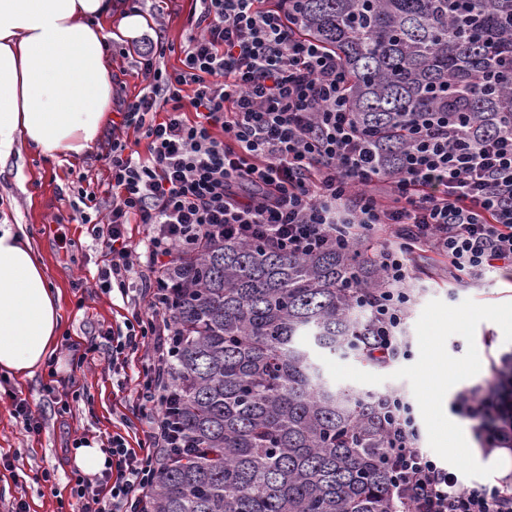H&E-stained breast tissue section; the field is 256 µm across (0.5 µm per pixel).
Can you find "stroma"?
Listing matches in <instances>:
<instances>
[{"instance_id": "35a3bbf8", "label": "stroma", "mask_w": 512, "mask_h": 512, "mask_svg": "<svg viewBox=\"0 0 512 512\" xmlns=\"http://www.w3.org/2000/svg\"><path fill=\"white\" fill-rule=\"evenodd\" d=\"M195 0H112L116 30L107 46L112 64V104L132 100L146 81L132 51V35L120 30L122 18L136 14L141 33H150L154 13H162V37L168 46L162 67H178L181 49L193 32L189 22ZM112 141L104 127L96 144L83 156L51 157L35 149L0 163V220L22 224L48 277L60 291L63 323L60 346L51 364L32 376L4 380L0 377V512H11L26 501L30 512H76L77 500L71 450L75 443L94 442L106 447L113 432L125 431L135 397L131 375L113 374L110 350L100 345L86 353L89 340L102 330L122 325L126 307L118 291L102 292L94 285L106 258L87 225L67 223L68 198L84 188L104 197L102 155ZM415 277L422 287L408 320L412 338L410 355L377 368L354 357L318 353L317 360L329 382L339 388L366 393L391 389L405 392L422 437V448L449 463L463 482H487L497 472L477 464L471 454L448 448L439 426L454 419L453 398L430 405L422 383L425 364L438 358L458 370L456 388L482 382L489 374L483 339H495V350L512 348V274L487 273L470 281L449 278L446 260L418 252L413 256ZM68 395L69 412L62 413L46 401L48 390ZM26 399L40 411V433L26 434L11 406L10 394Z\"/></svg>"}]
</instances>
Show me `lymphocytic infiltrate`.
I'll return each instance as SVG.
<instances>
[{"mask_svg": "<svg viewBox=\"0 0 512 512\" xmlns=\"http://www.w3.org/2000/svg\"><path fill=\"white\" fill-rule=\"evenodd\" d=\"M198 2L178 68H161L162 41L141 39L148 85L112 126L108 199L84 190L69 204L70 222L90 225L107 258L97 283L129 299L112 369L139 355L136 399L147 425L146 453L113 435L105 470L76 478L80 512H141L160 461L188 445L166 378L181 331L165 300L175 260L207 234L291 255L366 245L388 283L366 342L379 365L410 354L415 252L447 258L458 279L512 272V134L475 146L444 113L429 112L412 123L399 169L387 175L354 120L335 53L295 38L264 0ZM130 128L147 140L146 156L120 139ZM132 224L144 230L143 252L130 244ZM380 410V460L397 512H512V477L463 483L422 448L404 395L387 393ZM455 410L472 420L484 454L512 451L511 352L492 361L485 384L457 394Z\"/></svg>", "mask_w": 512, "mask_h": 512, "instance_id": "f902f5d3", "label": "lymphocytic infiltrate"}]
</instances>
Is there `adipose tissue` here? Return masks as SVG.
I'll return each instance as SVG.
<instances>
[{"label": "adipose tissue", "mask_w": 512, "mask_h": 512, "mask_svg": "<svg viewBox=\"0 0 512 512\" xmlns=\"http://www.w3.org/2000/svg\"><path fill=\"white\" fill-rule=\"evenodd\" d=\"M112 0H0V161L84 154L112 106ZM60 292L19 224H0V374L33 375L61 339Z\"/></svg>", "instance_id": "obj_1"}]
</instances>
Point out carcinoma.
<instances>
[{"instance_id":"obj_1","label":"carcinoma","mask_w":512,"mask_h":512,"mask_svg":"<svg viewBox=\"0 0 512 512\" xmlns=\"http://www.w3.org/2000/svg\"><path fill=\"white\" fill-rule=\"evenodd\" d=\"M292 31L335 53L350 111L398 168L411 122L468 112L472 143L512 132V0H277ZM181 328L168 380L195 447L165 461L145 512H394L372 393L337 389L315 351L367 359L361 247L292 256L208 237L170 270Z\"/></svg>"}]
</instances>
